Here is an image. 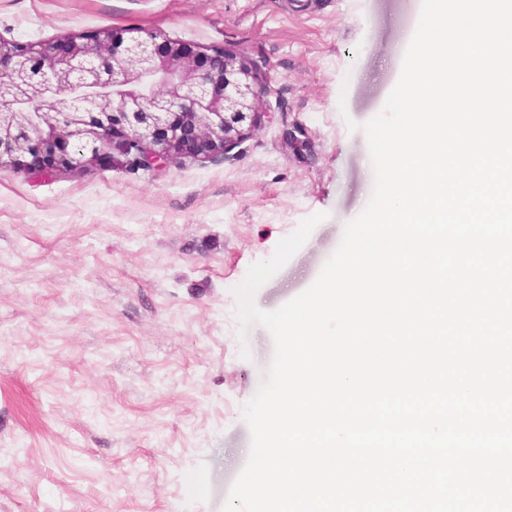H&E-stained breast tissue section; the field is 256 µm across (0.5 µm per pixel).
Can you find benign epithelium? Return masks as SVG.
<instances>
[{"label":"benign epithelium","mask_w":512,"mask_h":512,"mask_svg":"<svg viewBox=\"0 0 512 512\" xmlns=\"http://www.w3.org/2000/svg\"><path fill=\"white\" fill-rule=\"evenodd\" d=\"M270 93L267 74L244 55L141 28L0 42V165L25 155L43 172L205 162L253 136ZM288 142L311 152L298 125Z\"/></svg>","instance_id":"7a95c632"}]
</instances>
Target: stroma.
I'll use <instances>...</instances> for the list:
<instances>
[{
    "label": "stroma",
    "instance_id": "35a3bbf8",
    "mask_svg": "<svg viewBox=\"0 0 512 512\" xmlns=\"http://www.w3.org/2000/svg\"><path fill=\"white\" fill-rule=\"evenodd\" d=\"M421 4L0 0V40L142 27L243 53L272 88L270 119L224 157L0 168V512H222L252 441L242 406L274 354L258 324L240 343L233 289L323 214L255 295L281 307L367 206L361 126L384 107ZM296 123L314 156L289 149Z\"/></svg>",
    "mask_w": 512,
    "mask_h": 512
}]
</instances>
